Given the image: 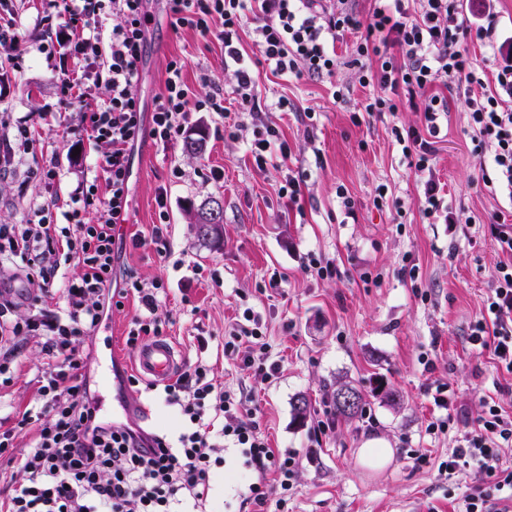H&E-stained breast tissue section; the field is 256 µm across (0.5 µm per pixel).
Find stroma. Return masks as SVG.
Listing matches in <instances>:
<instances>
[{
	"mask_svg": "<svg viewBox=\"0 0 512 512\" xmlns=\"http://www.w3.org/2000/svg\"><path fill=\"white\" fill-rule=\"evenodd\" d=\"M45 7L46 0H8L7 10L25 39L19 54L0 50V116L13 124L28 121L40 146L17 157L12 173L0 178V224L23 223L53 199L66 204L83 178L99 175L106 150L75 128L79 113L100 108L108 92L88 83L79 100L62 95L59 56L41 48ZM148 8L155 21L139 66L144 114H152L174 56L184 61V77L198 94L226 91L223 111L193 115V126L206 131L202 155H187L182 142L164 145L147 132L132 151L122 261L142 280L167 282L166 308L174 323L166 337L184 362L204 359L216 384L246 400L270 448L298 450L288 512H460L465 491L483 476L469 471L452 490L440 475L438 466L454 436L426 432L429 422L444 414L433 402L435 386L445 385L453 398L456 431L475 425L482 399H512V373L497 365L491 351H476L468 341L501 259L480 219L512 212V192L479 183L481 167L491 166L492 159L472 151L462 97L449 94L448 130L436 140L431 172L419 173L391 134L396 124L418 126L419 113L405 107L354 122V111L375 88L361 87L348 70L331 81L272 75L260 63L251 28H244L241 63L255 73L260 102L268 107L266 121L280 128L293 150L289 165L274 152L260 169L248 150L249 129L233 137L224 131V115L236 112L237 104L227 91L223 45L172 27L159 0H150ZM336 83L349 88L345 102L332 99ZM281 96L290 110L272 109ZM306 110L315 114L311 132L300 117ZM48 160L59 172L53 185L25 182L28 168ZM212 168L221 170V180L210 179ZM290 172L304 180L297 210L286 208L278 194ZM430 179L444 194L453 223L421 218L417 206ZM381 195L405 202L403 221H396L394 210L375 206ZM346 196L352 201L348 209L342 204ZM213 197L224 206L223 243L217 249L198 241L188 218L190 208ZM162 221L172 251L164 262L151 250L131 246ZM309 253L332 262L335 277L304 271ZM407 262L417 265V280L403 274ZM198 264L204 276L196 275ZM365 270L381 274V284L365 285L360 279ZM275 273L282 283L268 287ZM248 309L258 316L279 365L278 374L265 381L224 352L225 329ZM137 311L126 301L89 340L93 379L107 413L119 409L122 399L105 387L103 366L110 361L133 369L125 332ZM39 352L34 342L24 348L12 384L0 389V413L24 409L35 388ZM345 381L361 390L366 417L336 419L332 430L315 435L318 421L333 409L332 391ZM301 394L311 414L300 425L293 420L292 402ZM373 436L388 439L393 450L391 462L378 471L358 461ZM419 448L427 463L415 461ZM257 479L238 449H225L207 512H254L244 494Z\"/></svg>",
	"mask_w": 512,
	"mask_h": 512,
	"instance_id": "35a3bbf8",
	"label": "stroma"
}]
</instances>
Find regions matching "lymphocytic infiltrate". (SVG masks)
<instances>
[{"label": "lymphocytic infiltrate", "mask_w": 512, "mask_h": 512, "mask_svg": "<svg viewBox=\"0 0 512 512\" xmlns=\"http://www.w3.org/2000/svg\"><path fill=\"white\" fill-rule=\"evenodd\" d=\"M146 2L51 0L43 18L48 47L67 44L69 59L82 70L81 80L62 79L63 94L73 96L85 80L108 91L104 104L79 121L107 146L99 163L105 180L83 183L65 210L50 202L41 207L39 219L0 224V266L22 263L38 284L28 297L26 316L19 315L12 292L0 289V388L13 382L17 358L30 339H39L42 354L31 407L16 412L12 422L0 418V467L10 472L0 487V512H181L188 506L204 512L228 442L238 448L244 466L259 475L246 502L271 501L283 512L294 486L297 451L274 453L258 423L243 421V398L214 383L205 360L186 365L162 388L165 402L177 408L183 422L176 435L102 417L98 408L86 339L106 312L127 297L138 298L144 311L126 331L133 351L170 322L161 309L165 284L121 269L116 237L129 208L130 153L142 126L139 64L152 21ZM373 2L365 15L355 0H165V9L176 26L222 42L225 58L234 61L231 89L241 112L251 118L257 164H265L271 149L285 161L292 151L278 128L264 120L256 79L240 64L239 32L249 22L273 75L321 79L353 67L361 86L380 90L365 99L363 112H394L402 102L419 112L420 127L391 129L418 172L430 169L432 140L448 112L447 97L434 93V86L462 91L475 151L486 146L494 151L491 170L480 174L483 185L512 190V62L503 58L512 41L501 37L494 13L486 7L464 17L461 0ZM108 10L117 21L105 34L96 19ZM349 32L358 39L352 57L344 60L335 44ZM470 33L502 56L494 78L461 51L460 40ZM205 105L223 111L222 90L198 96L183 77L181 59H171L152 114L153 138L178 141L191 113ZM90 211L96 214L92 224L85 220ZM487 229L502 259L469 341L492 350L512 373V224L494 214ZM71 266L78 273L59 295L65 304L60 312L51 307L54 286L60 270ZM224 350L264 378L278 372L253 313H245L243 324L225 334ZM21 438L27 441L22 449ZM511 447L512 415L502 402L484 400L476 426L440 465L450 477L471 467L483 474L482 483L465 496L464 512H512V466L502 461L503 449ZM270 470L276 473L272 486L265 481Z\"/></svg>", "instance_id": "obj_1"}]
</instances>
